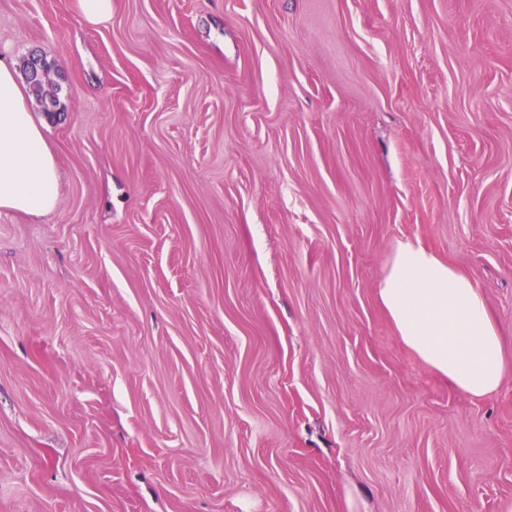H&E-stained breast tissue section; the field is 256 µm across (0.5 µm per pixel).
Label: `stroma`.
Here are the masks:
<instances>
[{
  "label": "stroma",
  "mask_w": 512,
  "mask_h": 512,
  "mask_svg": "<svg viewBox=\"0 0 512 512\" xmlns=\"http://www.w3.org/2000/svg\"><path fill=\"white\" fill-rule=\"evenodd\" d=\"M56 209L0 211V512H504L512 371L377 288L417 238L512 360V0H0ZM78 8L91 25L103 24L112 18V0H78ZM378 297L402 343L459 393L492 396L510 365L482 288L419 239L393 243Z\"/></svg>",
  "instance_id": "35a3bbf8"
}]
</instances>
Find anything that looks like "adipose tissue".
Segmentation results:
<instances>
[{"label": "adipose tissue", "mask_w": 512, "mask_h": 512, "mask_svg": "<svg viewBox=\"0 0 512 512\" xmlns=\"http://www.w3.org/2000/svg\"><path fill=\"white\" fill-rule=\"evenodd\" d=\"M47 123L28 108L13 64L0 59V210L52 213L59 176ZM378 297L402 343L459 393L495 394L511 363L482 288L420 240H396Z\"/></svg>", "instance_id": "obj_1"}]
</instances>
